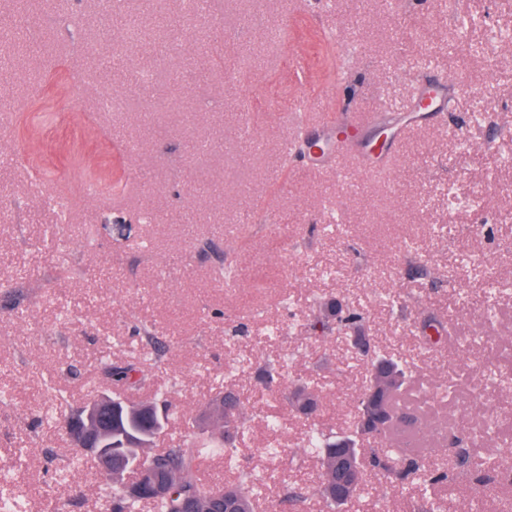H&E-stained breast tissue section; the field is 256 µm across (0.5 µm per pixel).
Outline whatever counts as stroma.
Masks as SVG:
<instances>
[{"label": "stroma", "mask_w": 512, "mask_h": 512, "mask_svg": "<svg viewBox=\"0 0 512 512\" xmlns=\"http://www.w3.org/2000/svg\"><path fill=\"white\" fill-rule=\"evenodd\" d=\"M28 2L59 50L20 45L0 67V281L23 292L0 306V474L27 512H104L96 466L40 418L45 382L79 407L98 358L127 359L146 332L166 352L146 362L144 394L165 387L192 420L164 438L205 437L195 419L234 388L237 456L315 485L310 421L254 389L279 359L282 391L308 384L315 421L347 432L371 366L314 328L324 294L360 310L412 388L454 384L433 417L512 425L498 381L512 374V0H213L205 26L187 25L180 0H112L108 13ZM70 15L81 40L59 25ZM472 40L497 41L501 64L463 57ZM136 68L152 86L129 79ZM474 84L493 104L480 122ZM424 86L443 97L400 137ZM104 96L119 109L98 111ZM358 112L380 115L356 137L361 157L385 163L357 185L306 143ZM221 265L233 282L215 277ZM430 314L450 333L437 346L419 329ZM434 494L449 512L499 510L465 479ZM417 496L370 473L348 512H411Z\"/></svg>", "instance_id": "35a3bbf8"}]
</instances>
